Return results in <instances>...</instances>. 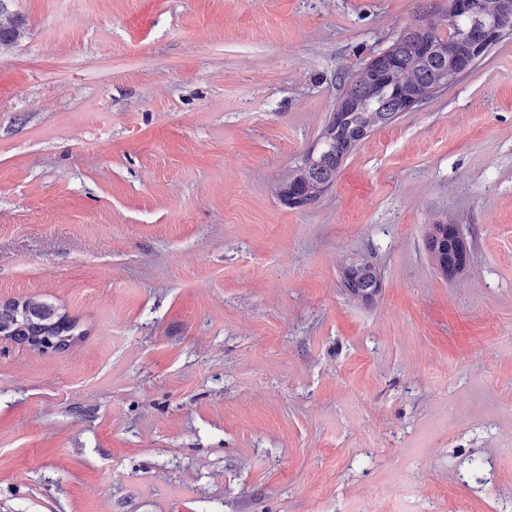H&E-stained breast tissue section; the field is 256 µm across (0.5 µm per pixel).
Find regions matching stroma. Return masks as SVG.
Here are the masks:
<instances>
[{
  "label": "stroma",
  "instance_id": "stroma-1",
  "mask_svg": "<svg viewBox=\"0 0 512 512\" xmlns=\"http://www.w3.org/2000/svg\"><path fill=\"white\" fill-rule=\"evenodd\" d=\"M10 8L0 303L84 337L0 338V512H512V32L292 209L348 75L448 0ZM449 225V226H448ZM461 229L457 224H431L428 225L425 233L426 249L430 259L436 268L448 278L444 273L445 266L448 267L452 251L448 246V237L459 236ZM340 273L343 288L354 302L370 303L380 291V274L374 262L366 256L344 258ZM0 336L45 353L64 351L84 334L78 331L76 321L56 306L33 297L0 303Z\"/></svg>",
  "mask_w": 512,
  "mask_h": 512
}]
</instances>
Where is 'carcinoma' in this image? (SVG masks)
Masks as SVG:
<instances>
[{"label":"carcinoma","instance_id":"carcinoma-1","mask_svg":"<svg viewBox=\"0 0 512 512\" xmlns=\"http://www.w3.org/2000/svg\"><path fill=\"white\" fill-rule=\"evenodd\" d=\"M477 2L487 21L505 12L512 16V0ZM22 35V19L0 0V49L13 46ZM500 37L496 31L485 34L472 28L467 15L443 27L404 29L386 50L348 76L316 145L279 186L280 201L290 208L316 202L335 183L345 159L371 133L392 125L405 111L407 100L423 103L449 87L465 63L476 65ZM425 244L433 264L444 271L452 254L448 225H428ZM340 273L354 302L367 304L380 291V274L366 256L344 258ZM0 336L43 353L70 348L83 332L56 306L33 297L0 303Z\"/></svg>","mask_w":512,"mask_h":512}]
</instances>
